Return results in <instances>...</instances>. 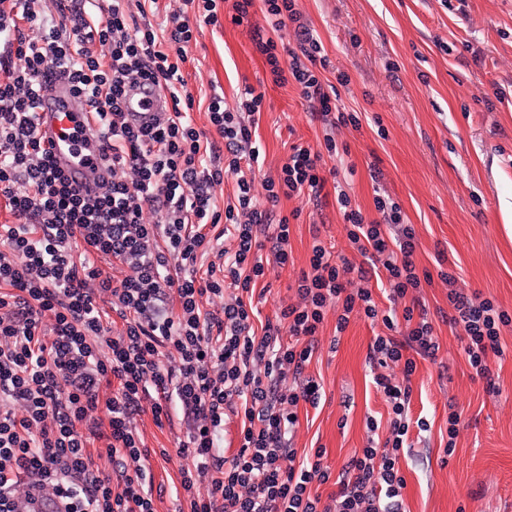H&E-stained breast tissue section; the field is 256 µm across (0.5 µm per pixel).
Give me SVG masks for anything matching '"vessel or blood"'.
Wrapping results in <instances>:
<instances>
[{"label": "vessel or blood", "instance_id": "b4317fda", "mask_svg": "<svg viewBox=\"0 0 512 512\" xmlns=\"http://www.w3.org/2000/svg\"><path fill=\"white\" fill-rule=\"evenodd\" d=\"M49 89L36 110L39 137L51 144L55 162L69 181L88 195L99 193L107 172L101 164V141L88 123L89 106L77 95L68 77L51 73ZM170 103L161 90L141 83L129 89L126 110L140 124L152 122L168 111ZM65 503L38 484L27 486L14 499V512H65Z\"/></svg>", "mask_w": 512, "mask_h": 512}]
</instances>
